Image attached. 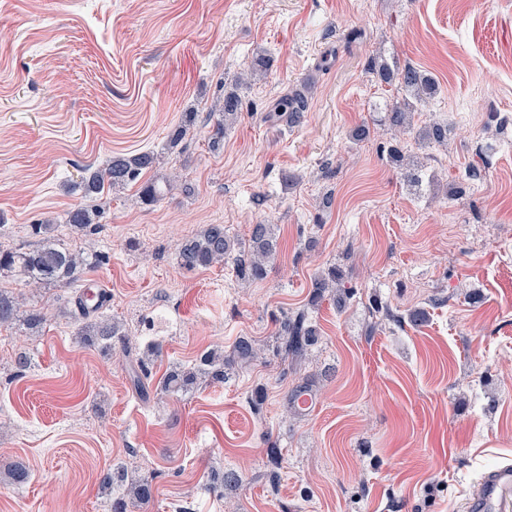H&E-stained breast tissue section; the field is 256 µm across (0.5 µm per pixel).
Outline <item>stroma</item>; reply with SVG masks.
Listing matches in <instances>:
<instances>
[{
	"label": "stroma",
	"mask_w": 512,
	"mask_h": 512,
	"mask_svg": "<svg viewBox=\"0 0 512 512\" xmlns=\"http://www.w3.org/2000/svg\"><path fill=\"white\" fill-rule=\"evenodd\" d=\"M262 56L264 77L236 85ZM375 56L439 84L405 136L383 118L398 93L370 73ZM303 89L301 122L266 120ZM232 90L241 111L215 150L212 111ZM191 111L193 135L170 147ZM434 119L447 146L417 135ZM363 123L372 135L354 141ZM396 139L422 185L383 152ZM144 151L160 156L146 179L182 175L162 200L131 185L105 196L97 230L64 224L80 167ZM46 220L102 253L84 280L126 337L84 346L71 289L0 279L50 311L39 332L0 329V462L30 474H0V512H111L100 477L119 466L153 489L127 512H463L486 470L512 464V0H0V245L35 244ZM208 224L241 244L274 225L266 277L181 269L177 245ZM331 265L341 309L310 302ZM303 310L319 341L282 361L275 332ZM242 336L257 361L163 390L169 370ZM154 339L145 402L128 367ZM305 375L316 405L301 415L285 395ZM230 469L239 483L214 482Z\"/></svg>",
	"instance_id": "1"
}]
</instances>
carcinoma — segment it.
<instances>
[{"mask_svg":"<svg viewBox=\"0 0 512 512\" xmlns=\"http://www.w3.org/2000/svg\"><path fill=\"white\" fill-rule=\"evenodd\" d=\"M373 71L380 82L396 86L401 98L387 105L386 117L389 125L398 133L410 132L412 112L418 106H425L437 94V85L428 75L411 64L391 65L385 59L374 61ZM308 96L297 91L281 96L269 110L270 117L288 116L296 122L308 108ZM239 108L238 96L231 92L224 96V105L213 124L209 135L210 146L214 149L224 144V130L233 124ZM197 113L184 112L180 121L169 135L170 146L174 147L194 128ZM424 141L443 145L448 141V124L434 120L422 131ZM158 160L155 153L146 151L130 157L114 156L103 167L86 165L80 168L78 180L73 184L76 191L86 200L101 197L112 188H123L138 182L143 171L153 168ZM162 192L154 181L140 186V199L145 205L157 203ZM64 223L77 231L96 229L99 224V210L86 205H77L64 215ZM38 243L25 251L3 250L0 248V272L8 271L21 276L24 282L35 287L53 286L69 288L81 281L86 270L101 263L100 256L84 250L62 246L51 235L52 225H34ZM277 241L273 228L268 224L254 226L248 248L235 247V241L222 224H209L199 234L182 243L176 252L177 265L185 270L206 268L215 263L229 262L240 281L260 280L266 276L268 264L276 253ZM343 275L332 266L318 274L312 284V302L323 299L333 289L343 287ZM105 292L78 293L74 305L82 316L77 335L88 345H106L113 338L123 336L120 325L108 318H90V312L99 310L107 302ZM47 320V310L32 307L20 311L15 296L0 290V327L11 326L19 321L31 330L42 328ZM276 352L283 358L301 361L317 343L316 328L303 312L287 317L277 332ZM258 358L255 342L242 337L234 345L229 356L215 351H205L189 369L177 368L171 371L164 386L172 392H188L204 382H222L225 369L231 365H246ZM303 394H314L313 381L304 378L287 393V408L294 409V401ZM101 484L119 490L112 500V512H125V497L130 496L141 503L152 497V488L129 477L119 467L103 474Z\"/></svg>","mask_w":512,"mask_h":512,"instance_id":"obj_1","label":"carcinoma"}]
</instances>
